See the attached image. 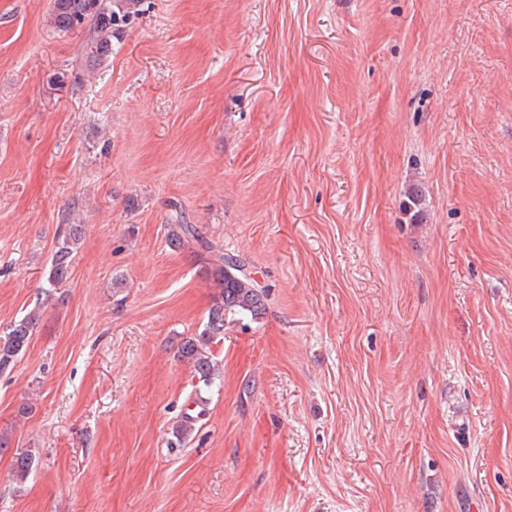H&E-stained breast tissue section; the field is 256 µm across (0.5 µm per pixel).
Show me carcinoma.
<instances>
[{"label":"carcinoma","mask_w":512,"mask_h":512,"mask_svg":"<svg viewBox=\"0 0 512 512\" xmlns=\"http://www.w3.org/2000/svg\"><path fill=\"white\" fill-rule=\"evenodd\" d=\"M54 27L66 32L85 23L90 24L95 34L94 45L87 53V66L96 68L112 46V26L120 15L112 10V0H53L51 9ZM168 239L177 248L197 245L208 252L213 245L202 238L193 224L168 225ZM83 234V225L68 224L58 237L48 271L47 296L63 286L70 276L71 266ZM210 279L214 289L212 305L208 310L206 331L187 338L178 349V357L188 362L194 378L209 387L219 377L220 367L210 351V343L224 333V317L231 314L248 315L256 320L265 314L263 296L239 268L229 263V255L218 254L212 260ZM44 309L37 305L21 320L13 323L0 334V372L12 367L26 351L31 337L42 321ZM194 419L183 418L173 430L177 443L192 436ZM35 457L30 451L18 452L12 461V477L24 482L33 470Z\"/></svg>","instance_id":"cac0c4a2"}]
</instances>
